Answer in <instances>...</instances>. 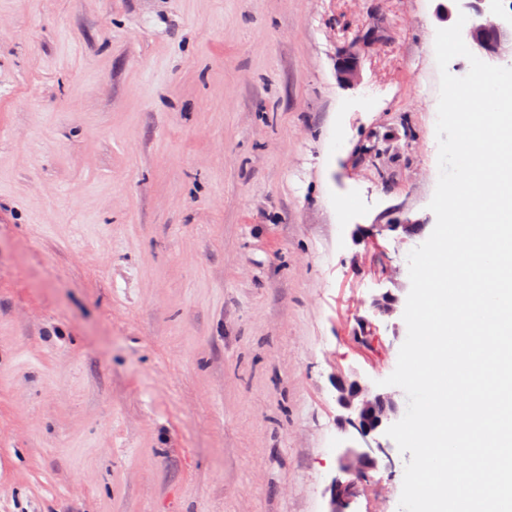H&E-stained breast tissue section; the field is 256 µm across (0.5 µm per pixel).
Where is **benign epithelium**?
Instances as JSON below:
<instances>
[{"label": "benign epithelium", "instance_id": "1", "mask_svg": "<svg viewBox=\"0 0 512 512\" xmlns=\"http://www.w3.org/2000/svg\"><path fill=\"white\" fill-rule=\"evenodd\" d=\"M464 13L467 21L462 37L473 43L482 56L491 61L512 58V17L502 14L493 0H452L448 13ZM336 403L347 415L341 417L344 430L352 429L363 441L384 433L397 418L394 395L385 390H372L356 379L336 376ZM387 454L382 444L372 447L343 446L339 448V472L330 492L329 512H347L359 495L360 480L368 472L377 471L382 456Z\"/></svg>", "mask_w": 512, "mask_h": 512}]
</instances>
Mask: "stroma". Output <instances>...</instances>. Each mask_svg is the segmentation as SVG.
<instances>
[{
    "instance_id": "obj_1",
    "label": "stroma",
    "mask_w": 512,
    "mask_h": 512,
    "mask_svg": "<svg viewBox=\"0 0 512 512\" xmlns=\"http://www.w3.org/2000/svg\"><path fill=\"white\" fill-rule=\"evenodd\" d=\"M447 2L0 0V512H328L332 378L393 373L436 223ZM382 442L352 512H399Z\"/></svg>"
}]
</instances>
